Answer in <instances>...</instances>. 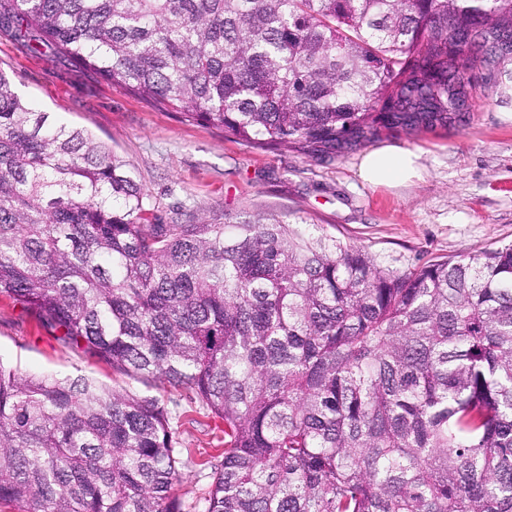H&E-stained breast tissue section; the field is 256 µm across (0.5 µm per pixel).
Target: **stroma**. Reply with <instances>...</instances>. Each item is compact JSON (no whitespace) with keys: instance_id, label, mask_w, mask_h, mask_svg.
I'll return each mask as SVG.
<instances>
[{"instance_id":"stroma-1","label":"stroma","mask_w":512,"mask_h":512,"mask_svg":"<svg viewBox=\"0 0 512 512\" xmlns=\"http://www.w3.org/2000/svg\"><path fill=\"white\" fill-rule=\"evenodd\" d=\"M0 71L17 93L51 119L108 143L144 189L157 223L214 224L274 214L341 243L380 265L419 269L432 262L512 244V83L494 88L481 72L463 122L382 131L336 156L265 151L225 139L201 121L153 107L50 53L23 49L0 31ZM395 144L420 150L421 179L373 188L357 176L360 156ZM0 364L57 379L84 376L157 397L179 439L185 465L177 486L181 512H205L222 461L224 424L194 396L131 380L64 347L21 305L0 299Z\"/></svg>"}]
</instances>
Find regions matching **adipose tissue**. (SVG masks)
Wrapping results in <instances>:
<instances>
[{
	"instance_id": "adipose-tissue-1",
	"label": "adipose tissue",
	"mask_w": 512,
	"mask_h": 512,
	"mask_svg": "<svg viewBox=\"0 0 512 512\" xmlns=\"http://www.w3.org/2000/svg\"><path fill=\"white\" fill-rule=\"evenodd\" d=\"M420 159L419 151L387 145L365 152L357 174L360 180L373 187L397 186L421 176Z\"/></svg>"
}]
</instances>
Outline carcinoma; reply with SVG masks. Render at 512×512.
I'll list each match as a JSON object with an SVG mask.
<instances>
[{"instance_id": "cac0c4a2", "label": "carcinoma", "mask_w": 512, "mask_h": 512, "mask_svg": "<svg viewBox=\"0 0 512 512\" xmlns=\"http://www.w3.org/2000/svg\"><path fill=\"white\" fill-rule=\"evenodd\" d=\"M0 30L264 150L460 123L466 70L512 79V0H0ZM150 214L0 71V296L224 422L206 512H512V244L401 271L275 215ZM177 444L155 397L0 365L15 512H180Z\"/></svg>"}]
</instances>
